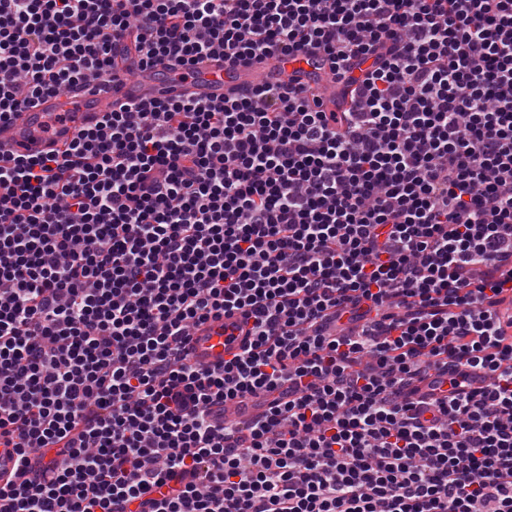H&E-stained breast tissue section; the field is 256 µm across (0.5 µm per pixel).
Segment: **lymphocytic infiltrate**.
I'll return each instance as SVG.
<instances>
[{"label":"lymphocytic infiltrate","instance_id":"f902f5d3","mask_svg":"<svg viewBox=\"0 0 512 512\" xmlns=\"http://www.w3.org/2000/svg\"><path fill=\"white\" fill-rule=\"evenodd\" d=\"M311 48L345 111L161 98L0 164V512H512V0H0V121ZM245 327L238 316L211 318L192 333L188 349L202 367L223 366L238 353L246 340Z\"/></svg>","mask_w":512,"mask_h":512}]
</instances>
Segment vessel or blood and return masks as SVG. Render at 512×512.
<instances>
[{"mask_svg": "<svg viewBox=\"0 0 512 512\" xmlns=\"http://www.w3.org/2000/svg\"><path fill=\"white\" fill-rule=\"evenodd\" d=\"M301 76L314 89L325 108H332L336 83L329 63L319 52H303L293 57L230 65L210 58L189 67L155 65L142 68L128 60H118L112 78L94 90L74 89L62 96L42 97L20 119L0 121V157L17 153L38 154L67 146L76 130L95 125L101 114L136 101L149 103L163 96H194L213 101L230 94H241L259 85L283 84ZM62 115L52 136H43L40 126L46 113ZM240 317L212 318L192 333L188 349L192 359L203 367H217L238 353L246 339Z\"/></svg>", "mask_w": 512, "mask_h": 512, "instance_id": "b4317fda", "label": "vessel or blood"}]
</instances>
